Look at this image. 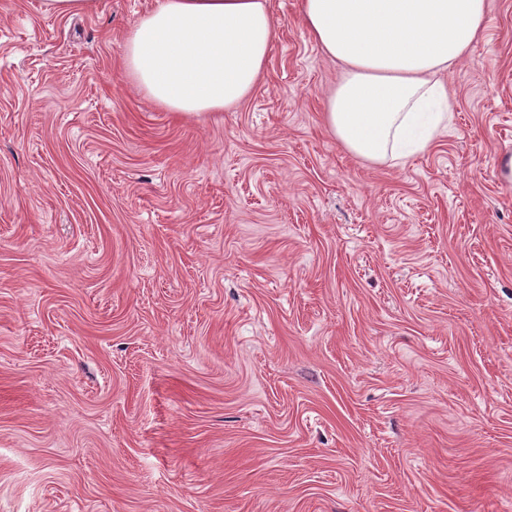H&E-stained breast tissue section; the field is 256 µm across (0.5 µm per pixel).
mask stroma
I'll list each match as a JSON object with an SVG mask.
<instances>
[{"mask_svg":"<svg viewBox=\"0 0 512 512\" xmlns=\"http://www.w3.org/2000/svg\"><path fill=\"white\" fill-rule=\"evenodd\" d=\"M154 0H0V512H512V0L367 164L299 0L236 109L127 77ZM46 13L71 16L89 13L96 8V0H42Z\"/></svg>","mask_w":512,"mask_h":512,"instance_id":"1","label":"stroma"}]
</instances>
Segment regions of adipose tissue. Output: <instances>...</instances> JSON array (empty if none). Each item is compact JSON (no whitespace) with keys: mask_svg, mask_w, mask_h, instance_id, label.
I'll return each instance as SVG.
<instances>
[{"mask_svg":"<svg viewBox=\"0 0 512 512\" xmlns=\"http://www.w3.org/2000/svg\"><path fill=\"white\" fill-rule=\"evenodd\" d=\"M269 0H155L123 44L132 83L168 111L220 112L256 88L275 37ZM310 36L343 71L324 112L372 164L424 153L455 99L443 75L485 31L486 0H300Z\"/></svg>","mask_w":512,"mask_h":512,"instance_id":"adipose-tissue-1","label":"adipose tissue"}]
</instances>
